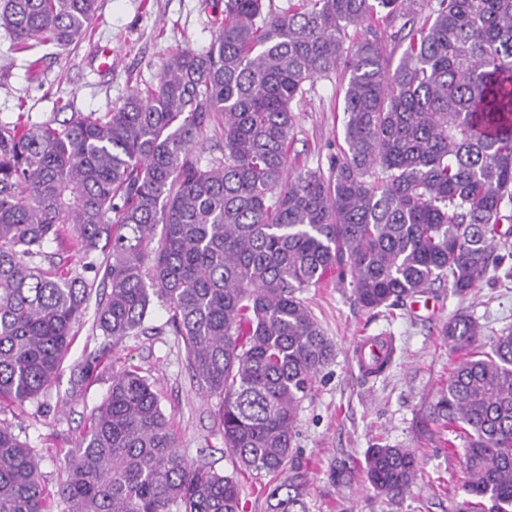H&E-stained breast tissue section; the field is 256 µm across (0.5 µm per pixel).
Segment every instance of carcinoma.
I'll return each mask as SVG.
<instances>
[{"label": "carcinoma", "mask_w": 512, "mask_h": 512, "mask_svg": "<svg viewBox=\"0 0 512 512\" xmlns=\"http://www.w3.org/2000/svg\"><path fill=\"white\" fill-rule=\"evenodd\" d=\"M224 0L205 50L105 112L0 123V400L37 402L96 298L118 345L153 299L171 312L203 396L217 400L229 474L193 465L149 378L112 385L70 452L67 512H244L238 475L264 476V512H306L300 404L335 346L300 297L336 278L373 311L446 285L468 295L512 260V0ZM98 0H0L15 43H78ZM410 17L398 62L348 28ZM342 72L345 147L288 175L293 106ZM221 133L220 155L197 144ZM510 227L502 229V224ZM82 258L71 264L51 246ZM459 353L433 408L465 444L453 512H512V329L485 350L460 312ZM365 479L396 503L412 448L367 449ZM0 512H52L39 459L0 424Z\"/></svg>", "instance_id": "obj_1"}]
</instances>
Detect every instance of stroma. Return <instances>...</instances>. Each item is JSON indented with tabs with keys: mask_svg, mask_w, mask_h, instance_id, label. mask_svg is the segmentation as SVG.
<instances>
[{
	"mask_svg": "<svg viewBox=\"0 0 512 512\" xmlns=\"http://www.w3.org/2000/svg\"><path fill=\"white\" fill-rule=\"evenodd\" d=\"M224 0H99L90 36L67 48L16 49L0 28V121L28 114L40 122L72 112H103L135 89L156 83L162 65L180 49L208 48ZM111 68H104V61ZM295 135L288 150L295 169H328L343 147V93L338 76L316 79L294 108ZM336 356L301 404L295 436L297 456L309 477V512H448L443 482H461L464 449L456 435L437 446L429 440V411L448 386L455 354L443 340L442 325L468 311L486 338L512 327V279L490 280L460 297L438 286L413 303L368 311L350 289L328 286L303 293ZM86 311L75 328L70 353L41 403H0V422L27 442L40 460L49 489H57L69 452L112 383L113 371L134 367L154 381L161 407L194 463L231 472L224 452L216 402L203 397L189 369L186 350L161 302H153L145 330L113 345L92 328ZM386 334L397 355L380 377L361 375L351 352L359 336ZM98 363L90 378L81 368ZM417 449L421 474L399 504L369 487L363 472L367 448L376 443Z\"/></svg>",
	"mask_w": 512,
	"mask_h": 512,
	"instance_id": "stroma-1",
	"label": "stroma"
}]
</instances>
